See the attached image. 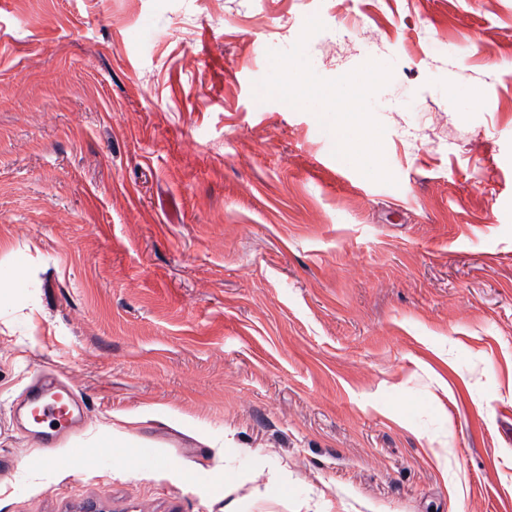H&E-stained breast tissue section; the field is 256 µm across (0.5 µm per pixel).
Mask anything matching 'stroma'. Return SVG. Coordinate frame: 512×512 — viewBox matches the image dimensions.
<instances>
[{
	"label": "stroma",
	"mask_w": 512,
	"mask_h": 512,
	"mask_svg": "<svg viewBox=\"0 0 512 512\" xmlns=\"http://www.w3.org/2000/svg\"><path fill=\"white\" fill-rule=\"evenodd\" d=\"M0 268V512H512V0H0ZM62 387L49 379H41L33 386L30 396L29 404L33 407V412L37 417L43 419V423L48 422V429L41 435L42 448H53L59 441L60 435L66 431L72 422V406L74 391L71 388L64 387V393L68 398V406L60 407L56 400L52 397L53 389Z\"/></svg>",
	"instance_id": "1"
}]
</instances>
